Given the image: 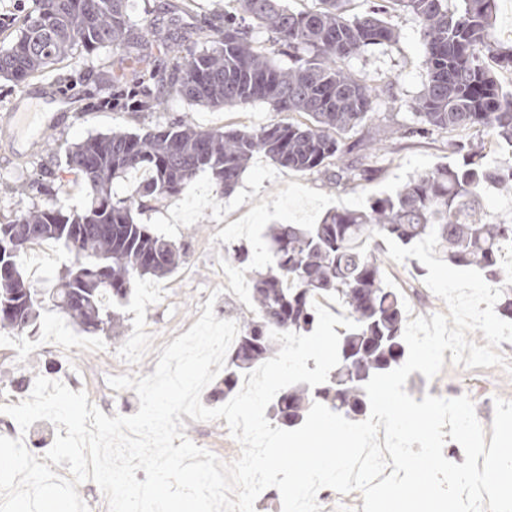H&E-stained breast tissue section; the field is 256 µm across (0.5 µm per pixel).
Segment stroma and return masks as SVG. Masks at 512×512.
Here are the masks:
<instances>
[{
    "mask_svg": "<svg viewBox=\"0 0 512 512\" xmlns=\"http://www.w3.org/2000/svg\"><path fill=\"white\" fill-rule=\"evenodd\" d=\"M388 18L398 30L397 44L374 47L347 59L345 66L374 83L392 82L391 96L381 97L376 110L412 127L416 121L410 103L427 78L422 46L413 15L392 11ZM112 60L111 49L102 48L50 65L39 74V81L51 92L63 93L66 98L65 106L51 104V111H62L63 119L47 131L39 148L15 155L7 143L10 130L0 126V224L9 223L35 205L82 207L84 192L66 168L62 144L114 129L142 132L176 119L203 129L259 128L293 119L292 114L274 111L263 102L213 110L178 95L167 99L164 111L132 112L112 103ZM449 161L440 141L407 134L373 164L367 181L344 189L328 184L317 173L277 166L260 154L254 156L235 191L227 196H216L208 174H198L183 193L148 202L138 217L140 223L184 249L179 266L164 278L137 281L111 329L84 333L49 307L42 311L37 331L1 329L0 387H9L16 398L26 399L36 376L45 375L47 368L54 366L58 381L72 391H86L90 403L105 415L136 413L139 401L134 390L112 392L107 378L152 374L162 347L191 328L206 301H213L217 318L241 321L238 299L225 287L224 271L230 266L225 258L227 247L249 245L250 269L239 274L241 287H248L250 271H266L272 263L265 244L270 225L316 224L334 208L363 209L370 199L394 193L418 173ZM417 264L413 257L402 262L385 260V285L404 301L417 302L421 316L446 312L445 302L425 285L423 276L414 273ZM434 384L474 400L490 385L501 397L512 399V375L497 366L476 367L462 374L456 364L448 362L432 380L420 372L411 373L405 389L419 400ZM184 431L191 441L223 462H232L240 455L241 447L226 434L223 421L189 419ZM56 433V427L45 420L20 432L10 416L0 414V435L24 437L28 451L36 457L48 452Z\"/></svg>",
    "mask_w": 512,
    "mask_h": 512,
    "instance_id": "obj_1",
    "label": "stroma"
}]
</instances>
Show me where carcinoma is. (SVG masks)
I'll list each match as a JSON object with an SVG mask.
<instances>
[{
  "mask_svg": "<svg viewBox=\"0 0 512 512\" xmlns=\"http://www.w3.org/2000/svg\"><path fill=\"white\" fill-rule=\"evenodd\" d=\"M347 0H318L312 11H293L287 0H224V27L213 31L177 24L156 34L158 46L171 47L169 93L200 106L221 109L256 101L279 112H298L308 122L274 123L256 129H201L181 121L145 132L111 131L89 135L64 147L65 163L85 190L80 209L33 206L0 224V329L35 324L44 301L24 280L20 259L26 245L46 240L64 244L76 266L45 292L47 302L83 331L112 326L113 299L127 298L132 285L171 274L179 249L136 221L147 200L176 196L206 172L224 195L234 190L251 161L261 153L274 164L321 173L346 187L368 178L369 161L388 148L393 130L379 124L347 145L340 133L372 120L378 85L345 70L341 62L398 39L384 17L388 5L418 22L427 79L413 101L420 122L412 134L447 135L455 161L416 175L392 195L374 199L364 210H336L318 224H273L266 237L274 263L250 278V308L229 348L220 402L235 395L243 375L269 359L276 341L271 331L302 333L317 322L313 300H336L358 324L339 342L340 363L326 382L296 384L271 405L267 416L280 426L300 424L320 401L347 419L366 416L365 383L400 365L405 355L403 302L383 286L379 232L408 245L437 231L435 252L459 266H475L503 288L500 314L512 319V274L500 264L512 247V224L482 220L481 190L512 192V93L499 72L487 67L481 51L512 73V45L492 39L497 0H369L350 17ZM268 34L258 42L252 32ZM131 0H34L20 20L18 34L0 47V77L17 85L51 64L110 47L112 85L129 77L154 76L153 59L135 35ZM288 49L290 65L273 59L271 47ZM489 130L506 158L487 160L476 136ZM148 177L127 196H112V184L129 171Z\"/></svg>",
  "mask_w": 512,
  "mask_h": 512,
  "instance_id": "obj_1",
  "label": "carcinoma"
}]
</instances>
